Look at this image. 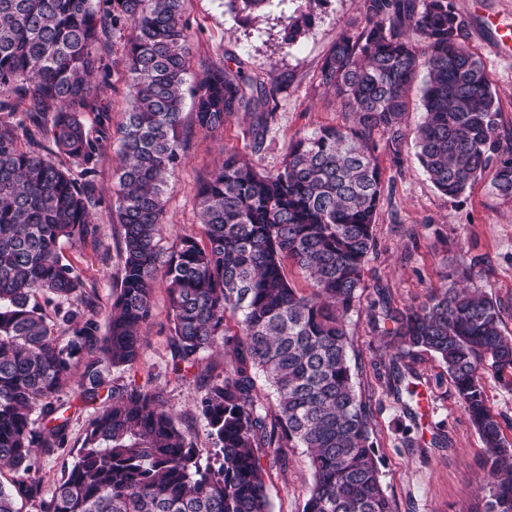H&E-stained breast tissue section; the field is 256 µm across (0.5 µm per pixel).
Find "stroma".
<instances>
[{"mask_svg":"<svg viewBox=\"0 0 512 512\" xmlns=\"http://www.w3.org/2000/svg\"><path fill=\"white\" fill-rule=\"evenodd\" d=\"M465 21L464 40L485 66L492 83L504 132L512 131V53L499 40L512 32V0H452ZM309 12L313 22L295 43L283 40L285 17ZM185 16L191 35V68L206 65L242 67L259 78L274 81L276 120L259 153H252L245 133L248 115L235 114L223 130L200 131L191 109L183 111L184 162L170 172L165 191V214L160 247L170 252L179 237L202 236L196 205L200 183L237 152L262 170L281 166L292 140L322 126H352L354 118L334 92L323 84L321 67L334 42L344 34L360 33L367 15L364 0H266L258 20H245L230 0H186ZM105 57L111 70L101 97L112 108L113 123L122 120L123 68L119 36L108 35ZM376 155L382 168V196L374 230V249L364 270V286L347 316L355 389L369 406L381 481L396 512H483L489 477L480 465L481 439L468 419L444 365L423 354L413 367L420 377L418 432L424 438L445 434L447 447L403 448L400 428L408 419L388 390L392 353L386 338L372 324V302L385 289L392 303L407 307L421 303L428 292L458 281L459 271L473 266L474 286L482 288L500 310L502 329L512 336V200L498 196L489 178H481L457 199L440 193L422 172L413 142L400 156L390 154L387 136L374 131ZM116 147L105 141L92 177L99 201L96 217L101 234L97 244L75 248L63 245L65 257L95 291V311L106 322L122 269V239L112 222ZM154 318L144 328L143 355L133 368L106 370L108 385L162 388L167 406L196 447L210 448L212 440L193 400L202 393L198 382L176 381L171 372L165 280L153 293ZM66 409L68 445L39 455L36 476L50 492L70 468L81 447L95 405L82 402L77 380L59 394ZM273 512H301L312 484L309 460L295 449L287 468L268 466L265 476Z\"/></svg>","mask_w":512,"mask_h":512,"instance_id":"35a3bbf8","label":"stroma"}]
</instances>
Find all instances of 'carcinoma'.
Listing matches in <instances>:
<instances>
[{
	"mask_svg": "<svg viewBox=\"0 0 512 512\" xmlns=\"http://www.w3.org/2000/svg\"><path fill=\"white\" fill-rule=\"evenodd\" d=\"M368 25L332 46L321 69L354 128L326 126L295 139L282 166L258 171L236 152L204 182L197 205L205 239L159 247L169 172L183 161L185 94L198 128L214 132L239 112L254 121L252 150L275 122V84L241 68L190 72L184 0H0V466L17 473L0 485V512L17 499L40 512H271L263 459L285 468L306 449L313 482L302 512H395L384 492L366 403L348 360L346 316L364 287L374 248L382 172L372 132L387 133L397 156L420 73L422 117L416 158L443 195L457 199L488 174L512 199V153H501L499 109L483 63L462 38L451 0H365ZM312 14L288 18L293 42ZM124 39L129 73L123 121L93 80L102 37ZM93 112L99 136L82 114ZM112 136L119 167L115 214L123 266L106 332L86 284L59 250L94 243L99 200L88 176ZM41 140L80 168L41 155ZM292 262L308 289L285 273ZM167 281L172 371L203 382L195 409L214 454L195 447L167 409L163 390L107 385L104 370L133 368L154 316L159 272ZM383 327L396 359L437 357L484 445L491 476L485 512H512V445L487 406L483 372L512 375V337L496 305L456 283L413 307L393 306L378 289ZM56 303L47 319L39 298ZM64 327L66 337L56 336ZM222 347V373L205 353ZM91 404L107 391L71 469L41 492L38 454L67 447L68 418L57 394L76 367ZM409 364L393 365L389 393L414 396ZM40 411L46 424L32 418Z\"/></svg>",
	"mask_w": 512,
	"mask_h": 512,
	"instance_id": "obj_1",
	"label": "carcinoma"
}]
</instances>
